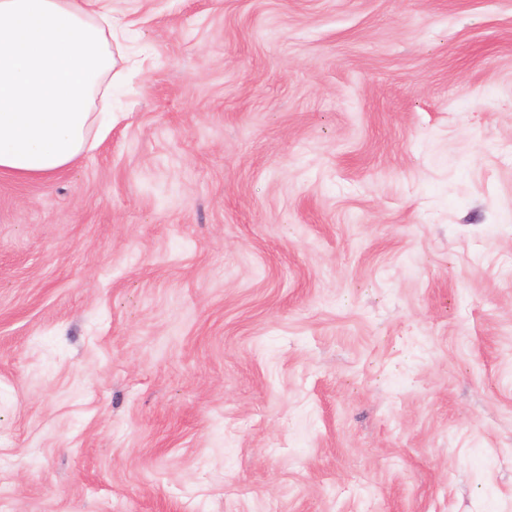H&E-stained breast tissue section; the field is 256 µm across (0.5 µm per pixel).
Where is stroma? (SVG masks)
Masks as SVG:
<instances>
[{
    "mask_svg": "<svg viewBox=\"0 0 512 512\" xmlns=\"http://www.w3.org/2000/svg\"><path fill=\"white\" fill-rule=\"evenodd\" d=\"M110 4L0 176V512H512V0Z\"/></svg>",
    "mask_w": 512,
    "mask_h": 512,
    "instance_id": "35a3bbf8",
    "label": "stroma"
}]
</instances>
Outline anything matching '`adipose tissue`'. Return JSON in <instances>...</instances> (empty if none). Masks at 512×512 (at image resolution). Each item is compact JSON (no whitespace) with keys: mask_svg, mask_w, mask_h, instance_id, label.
I'll return each mask as SVG.
<instances>
[{"mask_svg":"<svg viewBox=\"0 0 512 512\" xmlns=\"http://www.w3.org/2000/svg\"><path fill=\"white\" fill-rule=\"evenodd\" d=\"M113 37L98 0H0V175L52 176L109 134Z\"/></svg>","mask_w":512,"mask_h":512,"instance_id":"adipose-tissue-1","label":"adipose tissue"}]
</instances>
